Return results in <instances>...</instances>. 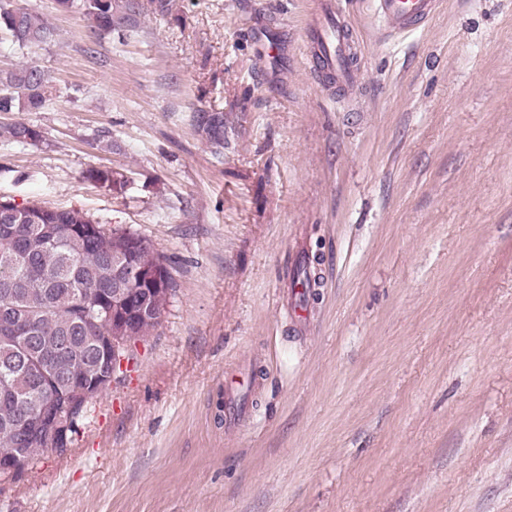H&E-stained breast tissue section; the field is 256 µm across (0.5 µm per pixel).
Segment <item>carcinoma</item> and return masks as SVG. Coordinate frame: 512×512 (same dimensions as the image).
Listing matches in <instances>:
<instances>
[{"mask_svg": "<svg viewBox=\"0 0 512 512\" xmlns=\"http://www.w3.org/2000/svg\"><path fill=\"white\" fill-rule=\"evenodd\" d=\"M59 10L77 11L98 39L122 35L135 28L143 14L138 0H57ZM0 30L18 48L48 42L53 29L38 14L10 0H0ZM51 78L39 65L26 63L0 71V112H39L49 100ZM0 138L37 146L40 128L24 122L0 125ZM87 178L116 193L126 181L110 169H90ZM137 263L160 271L163 287L152 291L145 280L123 276L125 264ZM0 469L26 468L40 461L27 459L30 448L52 441L68 448L79 433L83 387L71 375L89 371L102 395L112 386V287L133 296H151L162 316L174 291L165 258L152 242L136 233L107 228L83 212L59 210L35 202L0 200ZM122 355L135 359L133 346L149 335L159 321H136L128 315ZM66 338L71 349L53 370L54 385L44 387L35 372L44 366L57 341Z\"/></svg>", "mask_w": 512, "mask_h": 512, "instance_id": "carcinoma-1", "label": "carcinoma"}]
</instances>
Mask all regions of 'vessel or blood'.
I'll list each match as a JSON object with an SVG mask.
<instances>
[{
  "instance_id": "vessel-or-blood-1",
  "label": "vessel or blood",
  "mask_w": 512,
  "mask_h": 512,
  "mask_svg": "<svg viewBox=\"0 0 512 512\" xmlns=\"http://www.w3.org/2000/svg\"><path fill=\"white\" fill-rule=\"evenodd\" d=\"M375 15L384 34L409 29L434 14L438 0H376ZM305 47L311 57L324 58L326 84L352 95L357 91L358 57L342 9L334 0H319L305 33Z\"/></svg>"
}]
</instances>
